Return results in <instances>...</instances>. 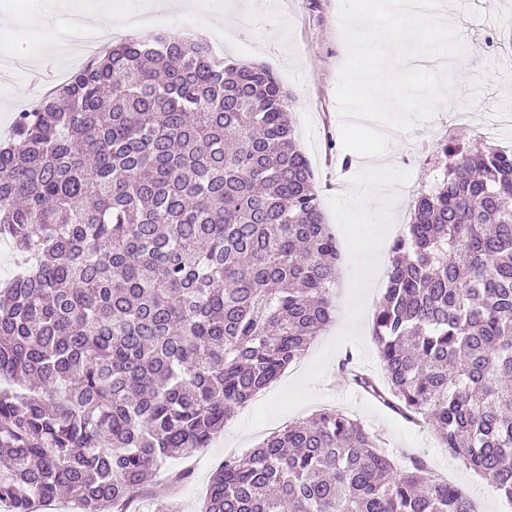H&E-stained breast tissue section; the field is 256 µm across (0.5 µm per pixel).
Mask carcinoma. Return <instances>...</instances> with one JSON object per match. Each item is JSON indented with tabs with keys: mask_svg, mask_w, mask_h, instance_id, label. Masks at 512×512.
I'll use <instances>...</instances> for the list:
<instances>
[{
	"mask_svg": "<svg viewBox=\"0 0 512 512\" xmlns=\"http://www.w3.org/2000/svg\"><path fill=\"white\" fill-rule=\"evenodd\" d=\"M391 247L352 382L512 499V150L470 147ZM283 86L157 34L93 56L0 142V503L125 512L332 322L340 259ZM201 512H472L333 408L209 480Z\"/></svg>",
	"mask_w": 512,
	"mask_h": 512,
	"instance_id": "cac0c4a2",
	"label": "carcinoma"
}]
</instances>
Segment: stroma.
Instances as JSON below:
<instances>
[{
    "label": "stroma",
    "instance_id": "stroma-1",
    "mask_svg": "<svg viewBox=\"0 0 512 512\" xmlns=\"http://www.w3.org/2000/svg\"><path fill=\"white\" fill-rule=\"evenodd\" d=\"M229 1L198 0L196 10L205 16V31L222 40L224 59L265 65L289 95L296 140L313 165L325 222L341 243L334 289L336 316L333 326L312 342L298 364L237 409L231 419L238 432L233 443L217 435L205 450L206 465L194 470L189 483L165 486L155 480L147 483L148 492L161 512L172 507L177 512H198L209 479L225 455H246L288 423L335 408L378 434L398 468H408L411 459L426 456L434 472L452 473L455 484L482 512H512V503L488 480L442 448L430 426L405 421L356 388L341 368L349 357L360 370L382 376L372 318L385 288L384 270L368 280L355 267L357 249L369 242L379 225L347 222L343 195L365 180L370 167L386 165L387 175L405 187L387 227L393 236L411 223L415 197L442 178L445 158L435 151L438 141L450 138L465 146L502 143L504 131L486 130L481 122L487 111H512V89L503 85L504 78H512V0H446L449 13L457 18V36L465 45L463 56L436 70L437 75L451 76L452 86L436 102L429 119L393 136L387 151L376 160L348 154L341 145L342 117L335 91L347 47L340 0H282L280 12L273 16L262 14L259 0H233L237 3L233 13L228 10ZM29 18L44 20V27L19 28V21ZM68 18L54 0H0V49L22 55L27 46L39 47L35 66L69 74L87 61L88 54L82 32H69L64 45L54 40V32L64 28ZM30 102L27 71L0 83V136L9 132L16 113ZM346 157L351 164L345 168L341 162Z\"/></svg>",
    "mask_w": 512,
    "mask_h": 512
}]
</instances>
